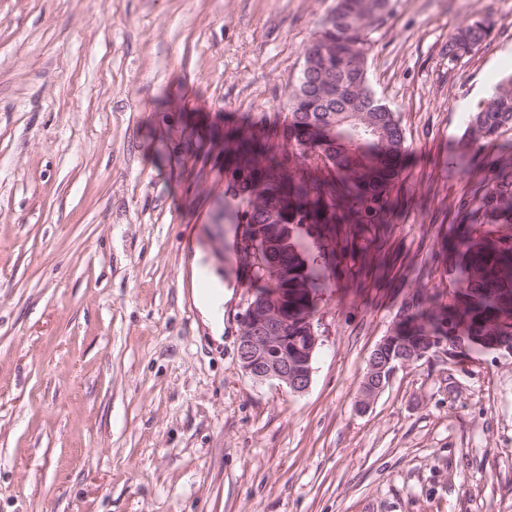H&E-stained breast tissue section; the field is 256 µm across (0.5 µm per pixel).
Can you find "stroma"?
<instances>
[{
	"label": "stroma",
	"mask_w": 512,
	"mask_h": 512,
	"mask_svg": "<svg viewBox=\"0 0 512 512\" xmlns=\"http://www.w3.org/2000/svg\"><path fill=\"white\" fill-rule=\"evenodd\" d=\"M336 0H0V512H512V355L367 360L452 243L464 148L512 73V0H390L368 77L400 125L375 223L310 226L330 283L308 389L237 357L224 130L275 133ZM488 38L457 62L463 22ZM224 285V342L193 302ZM489 35L488 26L482 20H473L457 29L448 41V60L455 62L464 54L470 53L485 41ZM470 47L472 50L468 51ZM395 328L376 345L368 359L367 369L362 381L360 409H366L378 394L389 384L399 367H404L411 362L421 360L433 348L439 349L442 341L430 346L426 350L412 353L393 354V347L397 344Z\"/></svg>",
	"instance_id": "stroma-1"
}]
</instances>
